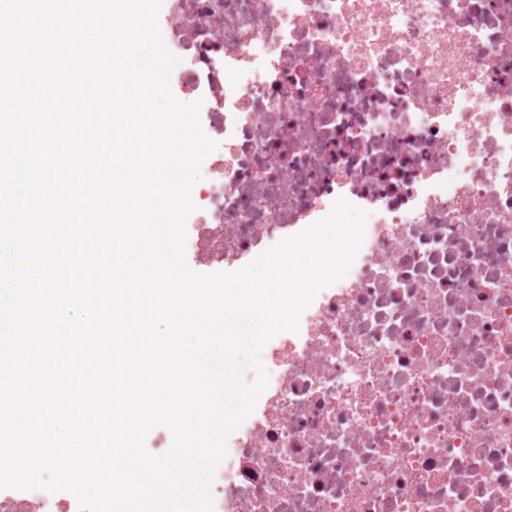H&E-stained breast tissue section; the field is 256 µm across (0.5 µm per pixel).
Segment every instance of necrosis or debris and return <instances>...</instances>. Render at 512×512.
<instances>
[{"label": "necrosis or debris", "instance_id": "1", "mask_svg": "<svg viewBox=\"0 0 512 512\" xmlns=\"http://www.w3.org/2000/svg\"><path fill=\"white\" fill-rule=\"evenodd\" d=\"M162 36L218 144L197 266L340 197L368 213L349 278L274 342L214 512H512V0H168Z\"/></svg>", "mask_w": 512, "mask_h": 512}]
</instances>
